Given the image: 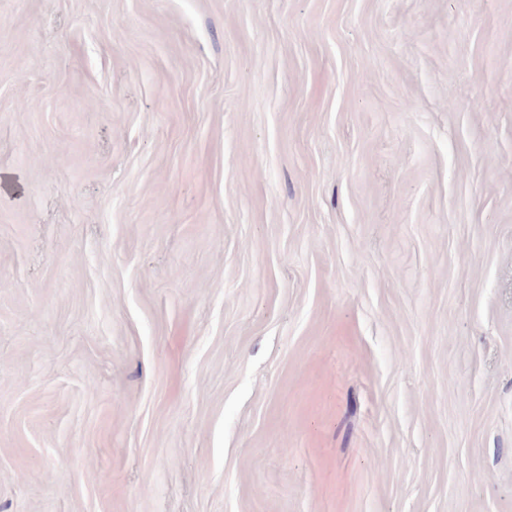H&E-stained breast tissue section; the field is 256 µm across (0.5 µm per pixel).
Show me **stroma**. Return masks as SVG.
<instances>
[{"mask_svg": "<svg viewBox=\"0 0 512 512\" xmlns=\"http://www.w3.org/2000/svg\"><path fill=\"white\" fill-rule=\"evenodd\" d=\"M0 512H512V0H0Z\"/></svg>", "mask_w": 512, "mask_h": 512, "instance_id": "1", "label": "stroma"}]
</instances>
